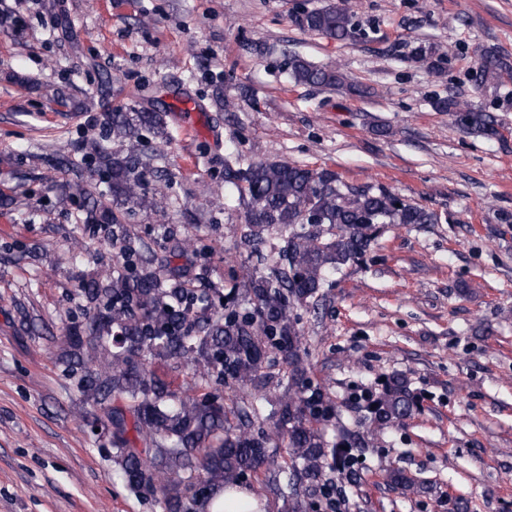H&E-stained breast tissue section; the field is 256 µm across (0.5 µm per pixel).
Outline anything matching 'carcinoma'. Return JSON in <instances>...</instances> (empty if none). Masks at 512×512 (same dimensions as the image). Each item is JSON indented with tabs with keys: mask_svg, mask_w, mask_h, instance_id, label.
I'll return each mask as SVG.
<instances>
[{
	"mask_svg": "<svg viewBox=\"0 0 512 512\" xmlns=\"http://www.w3.org/2000/svg\"><path fill=\"white\" fill-rule=\"evenodd\" d=\"M297 24L341 41L367 37L349 9L334 3L302 11ZM444 57L439 45L420 43L408 61L437 71ZM508 69L500 57L483 55V79ZM288 75L298 85L347 88L340 70L298 55L289 58ZM434 108L468 132L496 133L490 115L452 98L436 99ZM111 129L120 148L94 143L87 157L111 179L115 207L91 209L89 221L112 225L121 255L105 281L81 283L95 313L83 331L65 337L57 358L79 374L83 399L103 409L96 422L112 437L120 477L142 498L161 496L165 512H205L218 492L250 489V478L271 463L268 448L284 447L277 491L288 512H315L297 485L330 493L326 473L355 474L363 449L403 425L415 402L407 379L395 375L376 398H349L359 415L347 425L334 395L309 376L299 310L316 305L333 276L364 258L382 225L434 224L437 215L382 186L346 184L331 169L231 152L224 171L245 206L235 248L248 266L226 293L201 288L140 257L126 233L135 211L160 205L144 181L152 158H142L133 140L144 130L164 134L162 117L120 105ZM278 358L286 365L281 375L269 371ZM182 370L192 375L189 390L171 377ZM222 385L248 390V399L224 406Z\"/></svg>",
	"mask_w": 512,
	"mask_h": 512,
	"instance_id": "cac0c4a2",
	"label": "carcinoma"
}]
</instances>
